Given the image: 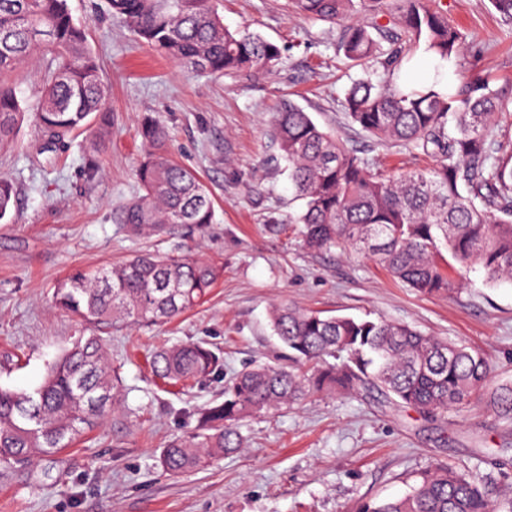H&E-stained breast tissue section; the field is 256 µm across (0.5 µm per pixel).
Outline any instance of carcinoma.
<instances>
[{
	"label": "carcinoma",
	"mask_w": 512,
	"mask_h": 512,
	"mask_svg": "<svg viewBox=\"0 0 512 512\" xmlns=\"http://www.w3.org/2000/svg\"><path fill=\"white\" fill-rule=\"evenodd\" d=\"M368 18L352 20L354 2ZM293 0L300 15L344 23L341 50L356 66L373 64L383 78L352 81L343 107L351 122L383 141L434 158L422 172L386 175L288 103L276 113L274 137L288 167L298 223L314 250L355 247L408 287L451 293L473 270L485 283H512V154L496 148L494 127L507 90L476 76L464 86L423 89L399 83L411 49L439 61L464 55L461 32L430 0ZM134 36L157 54L198 73L258 75L280 59L279 47L247 25L230 29L213 0H106ZM389 50L378 52L379 41ZM43 78L31 109L51 146L80 129L102 137L108 89L68 0H0V146L24 112L9 76L36 51ZM136 168L137 195L113 212L134 234L161 236L178 225L212 223L213 202L200 178L174 161L163 125L146 118ZM15 204L13 185L0 178V222ZM224 273L220 258L188 259L145 251L110 268H77L57 286L64 309L89 324L177 317L208 294ZM272 334L288 349V367L254 365L224 383V400L199 413V425L171 439L159 463L172 477L198 470L244 447L240 423L264 410L292 406L311 392H377L427 417H442L480 397L512 427V383H497L484 354L382 318L323 316L276 304ZM153 376L187 386L224 369V355L204 342L156 350ZM119 381L101 338L79 336L31 391L0 386V468L71 447L84 430L115 413ZM354 512H494L489 493L468 473L434 463L397 498H366Z\"/></svg>",
	"instance_id": "cac0c4a2"
}]
</instances>
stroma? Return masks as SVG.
<instances>
[{"label": "stroma", "instance_id": "1", "mask_svg": "<svg viewBox=\"0 0 512 512\" xmlns=\"http://www.w3.org/2000/svg\"><path fill=\"white\" fill-rule=\"evenodd\" d=\"M461 26L465 55L448 82L474 76L512 81V22L490 0H435ZM109 87L111 124L101 146L83 132L55 152L32 113L0 149V176L17 205L0 223V385L32 390L48 365L81 335L96 334L120 378L121 406L63 453L21 471H0V512H351L362 498L403 494L411 477L447 462L481 480L490 497L512 494V433L478 402L430 421L377 394L312 393L242 424L238 453L178 477L160 465L162 448L194 431L201 409L223 399L225 381L250 365L284 366L288 351L268 325L277 303L329 315H370L481 350L497 382H512V284L486 286L480 273L451 294L426 295L394 280L351 248L307 249L288 175L272 132L291 101L383 173L431 165L362 132L342 101L361 68L339 45L342 24L298 15L289 0H221L226 26L250 24L281 58L260 76H207L157 57L108 18L105 0H69ZM151 117L170 134L173 158L209 189L214 221L169 237L133 235L113 209L137 193L139 129ZM99 171L87 176L86 164ZM151 250L224 260L205 301L169 322L89 325L59 307L56 283L77 268L105 267ZM205 341L224 369L180 392L158 388L146 363L162 344Z\"/></svg>", "mask_w": 512, "mask_h": 512}]
</instances>
